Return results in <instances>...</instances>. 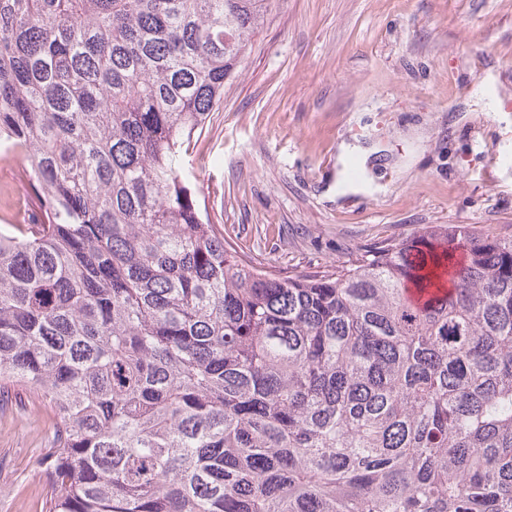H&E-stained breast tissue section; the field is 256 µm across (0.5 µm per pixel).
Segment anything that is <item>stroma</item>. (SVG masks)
Wrapping results in <instances>:
<instances>
[{
  "instance_id": "35a3bbf8",
  "label": "stroma",
  "mask_w": 512,
  "mask_h": 512,
  "mask_svg": "<svg viewBox=\"0 0 512 512\" xmlns=\"http://www.w3.org/2000/svg\"><path fill=\"white\" fill-rule=\"evenodd\" d=\"M512 0H278L189 146L211 223L286 275L437 224L512 238ZM47 400H0V512H42Z\"/></svg>"
}]
</instances>
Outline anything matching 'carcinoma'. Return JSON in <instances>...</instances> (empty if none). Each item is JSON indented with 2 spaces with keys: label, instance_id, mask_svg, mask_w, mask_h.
<instances>
[{
  "label": "carcinoma",
  "instance_id": "carcinoma-1",
  "mask_svg": "<svg viewBox=\"0 0 512 512\" xmlns=\"http://www.w3.org/2000/svg\"><path fill=\"white\" fill-rule=\"evenodd\" d=\"M274 0H0V389L43 512H512V239L437 225L281 276L188 175ZM0 397V512H42L48 438L57 416L47 400L19 387ZM5 397V398H4Z\"/></svg>",
  "mask_w": 512,
  "mask_h": 512
}]
</instances>
